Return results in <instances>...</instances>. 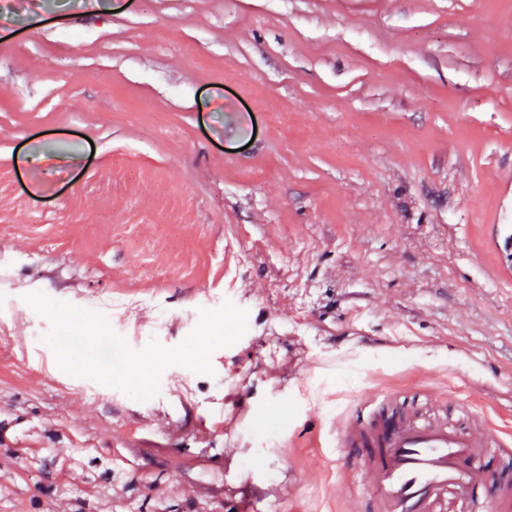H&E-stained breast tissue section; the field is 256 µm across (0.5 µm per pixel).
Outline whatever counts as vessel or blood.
<instances>
[{"label":"vessel or blood","instance_id":"obj_1","mask_svg":"<svg viewBox=\"0 0 512 512\" xmlns=\"http://www.w3.org/2000/svg\"><path fill=\"white\" fill-rule=\"evenodd\" d=\"M394 391L369 394L336 420L337 466L343 483L363 489L370 512H512V487L482 467L491 452L512 457V436L469 413L464 425L442 420L456 393L433 402V418L393 411ZM364 449L361 464L345 451Z\"/></svg>","mask_w":512,"mask_h":512}]
</instances>
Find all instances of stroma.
I'll use <instances>...</instances> for the list:
<instances>
[{
	"label": "stroma",
	"instance_id": "35a3bbf8",
	"mask_svg": "<svg viewBox=\"0 0 512 512\" xmlns=\"http://www.w3.org/2000/svg\"><path fill=\"white\" fill-rule=\"evenodd\" d=\"M512 0H0V512H360L333 423L512 430ZM48 296L213 375L61 371Z\"/></svg>",
	"mask_w": 512,
	"mask_h": 512
}]
</instances>
